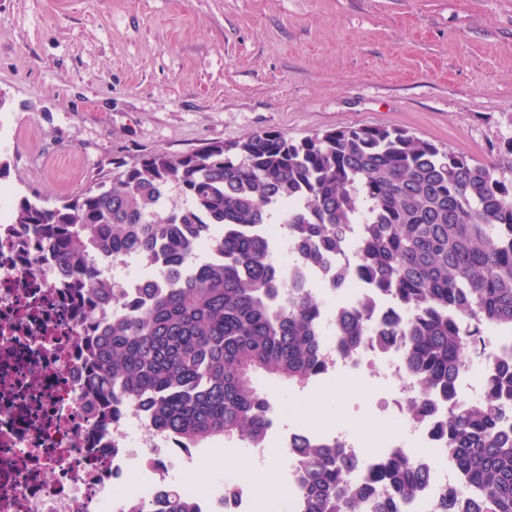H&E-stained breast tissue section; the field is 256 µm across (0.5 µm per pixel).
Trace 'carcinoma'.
Wrapping results in <instances>:
<instances>
[{"label":"carcinoma","mask_w":512,"mask_h":512,"mask_svg":"<svg viewBox=\"0 0 512 512\" xmlns=\"http://www.w3.org/2000/svg\"><path fill=\"white\" fill-rule=\"evenodd\" d=\"M184 203L165 208L171 191ZM288 226V247L309 267L356 240L353 260L336 269V292L352 275L403 313L376 327L363 300L336 318L347 352L366 336L398 340L420 394L413 419L448 399L439 435L461 477L464 512H512V361L495 369L476 401L454 402L464 356L489 331L512 335V138L482 163L407 131L347 127L293 142L263 131L202 152L148 155L121 165L108 186L48 207L26 197L20 224L56 272L88 291L91 347L86 388L102 404H131L187 450L229 435L264 441L270 397L259 375L304 385L325 365L322 303L305 287L284 288L261 224ZM210 243L215 257L199 260ZM136 254L161 260L142 297L120 300L92 258ZM112 303V323L94 307ZM303 468L305 512H399L428 479L407 457L393 458L370 491L352 490L338 446L314 438L295 445ZM151 512H199L173 490Z\"/></svg>","instance_id":"carcinoma-1"}]
</instances>
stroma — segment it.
I'll return each mask as SVG.
<instances>
[{"label":"stroma","instance_id":"obj_1","mask_svg":"<svg viewBox=\"0 0 512 512\" xmlns=\"http://www.w3.org/2000/svg\"><path fill=\"white\" fill-rule=\"evenodd\" d=\"M360 125L493 160L512 137V0H0L10 201L55 205L150 154ZM258 384L284 428L402 434L367 376Z\"/></svg>","mask_w":512,"mask_h":512}]
</instances>
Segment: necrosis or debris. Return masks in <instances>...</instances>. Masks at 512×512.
Listing matches in <instances>:
<instances>
[{"mask_svg":"<svg viewBox=\"0 0 512 512\" xmlns=\"http://www.w3.org/2000/svg\"><path fill=\"white\" fill-rule=\"evenodd\" d=\"M7 210L0 196V512H138L167 488L197 498L205 512L220 506L225 512H251L254 491L239 471L198 479L192 456L175 467L171 440L147 414L133 407L117 414L95 407L81 380L90 344L82 324L87 291L58 278L36 241L7 223ZM94 263L108 283L126 296L138 295L146 269L141 259L98 257ZM335 314V305H327L322 379L369 368L405 431L373 453L340 431H321L317 437L338 443L356 461L350 473L354 485L391 458L411 456L430 479L402 512H432L435 501L460 483L444 453L448 442L436 432L448 403L435 399L429 416L409 418L406 404L417 387L406 375L400 345L381 354L369 336L347 349L336 333ZM484 344L488 351L480 356L479 376L462 370L464 393L481 392L483 377L512 351V336H488Z\"/></svg>","mask_w":512,"mask_h":512,"instance_id":"1","label":"necrosis or debris"}]
</instances>
